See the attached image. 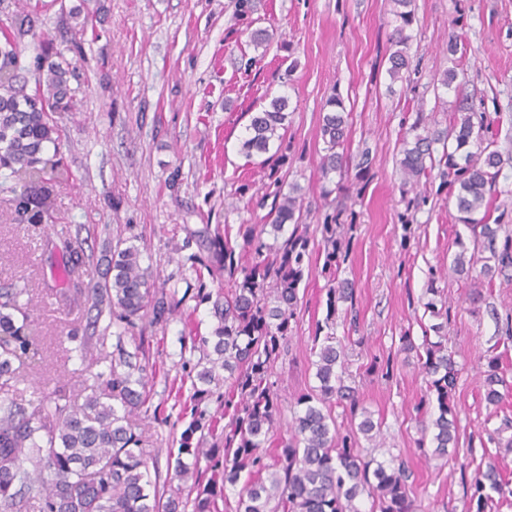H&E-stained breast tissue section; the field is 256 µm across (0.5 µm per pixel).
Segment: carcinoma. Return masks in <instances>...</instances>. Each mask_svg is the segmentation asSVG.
Here are the masks:
<instances>
[{
  "instance_id": "1",
  "label": "carcinoma",
  "mask_w": 512,
  "mask_h": 512,
  "mask_svg": "<svg viewBox=\"0 0 512 512\" xmlns=\"http://www.w3.org/2000/svg\"><path fill=\"white\" fill-rule=\"evenodd\" d=\"M396 2L403 10L396 12L397 49L389 56L388 73L394 81L409 64L411 35L406 29L414 19L413 0ZM36 23L37 17L22 11L9 17L0 32V172L6 179L18 175L25 180L26 190L13 202L16 214L24 210L30 221L42 218L43 199L52 183L67 178L60 162L46 151L51 146L58 153L52 114L71 111L75 97L70 86L74 71L49 38L31 77L19 75L22 43ZM327 106L331 111L323 115L321 128L325 178L342 171L346 125L341 99L333 97ZM288 107V99L279 96L253 116L242 142L246 157L267 155L261 166L272 160L268 153L281 140ZM473 118L474 112L463 103L452 126L443 130L417 120L403 139L399 169L403 186L413 190L434 171L447 182L448 203L470 232L466 239L457 238L452 271L464 276L479 262L491 285L512 269V235L498 241L502 225L490 223L503 160L495 140L488 137L485 117L476 122ZM436 144L442 145L438 157ZM473 145L483 156L480 163L472 159ZM275 174L273 166L269 177L281 202L274 206L271 224H241V244L224 241V288L218 289L224 301L214 302L217 323L211 335L191 342L190 352L199 353L197 384L191 396L192 419L180 433L177 453L167 459L168 482H178L174 489L160 488L158 460L142 448V433L133 422L144 405L142 389L152 378L144 324L167 322L177 305L174 296L154 288L153 273L142 267L139 249L117 240L103 280L87 290L93 306L108 303L112 326L119 332L108 371L94 374L101 387L91 389L80 405L58 393L28 412L9 397L19 367L31 359L32 342L24 335L31 301L22 300L24 288L0 291V512H219L220 500L224 512H362L357 500L364 494L372 500L370 512H414L404 463L367 460L359 451V436H379L380 425L342 378L347 354L336 336V303L352 299V289L334 282L328 286L326 317L316 322L311 336L309 364L317 384L293 398L291 419L286 429L280 427L276 364L288 353L297 328L299 285L309 268L312 240L298 232L302 203L297 188L283 192ZM288 223L294 225L289 235L284 233ZM320 233L324 266L331 269L339 265L343 231L339 224H322ZM238 247L252 255L249 264H239ZM424 296L425 310L448 319L440 289L432 285ZM443 328L441 322L432 325L435 341L423 337L420 367L437 415L420 421L417 447L446 462L448 449L459 444L453 400L458 369L454 352L441 336ZM126 337L134 344L132 352L124 346ZM504 373L496 354L486 356L479 366L484 399L490 405L503 401L499 387L505 386ZM221 387L229 420L223 439L207 448L214 422L202 402ZM337 407L350 418L345 430L336 423ZM274 436L281 444L280 468L265 477L262 448ZM202 458L211 471L206 480L199 474ZM240 482L237 498L229 500L227 489ZM473 488L475 512H484L493 493L512 497V483L490 461L475 469Z\"/></svg>"
}]
</instances>
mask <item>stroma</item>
I'll return each mask as SVG.
<instances>
[{
	"mask_svg": "<svg viewBox=\"0 0 512 512\" xmlns=\"http://www.w3.org/2000/svg\"><path fill=\"white\" fill-rule=\"evenodd\" d=\"M11 12L38 16V30L75 71V111L57 114L60 154L68 181L48 201L49 218L19 222L0 196V288H23L34 304L29 329L40 356L22 368L13 397L25 408L63 393L82 403L95 381L68 333L89 339L90 357L105 369L115 336L110 314L94 316L88 288L102 279L116 239L138 247L156 287L178 305L166 325L146 327L155 379L138 418L143 446L166 464L172 442L190 420L192 379L182 370L181 346L209 335L213 304L198 288L216 291L222 264L213 240L237 236L243 224L269 223L272 180L240 151L246 128L272 97L287 96L295 111L283 134L278 174L303 199V223L352 225L347 256L336 278L354 290L338 303L336 332L345 335L346 385L356 388L374 421L376 441L360 452L380 461L401 457L412 476L416 512H469L476 463L495 458L512 477V450L487 440L512 419V396L483 399L478 365L512 318V276L497 277L480 306V274L450 269L457 235L466 234L448 204V189L429 180L403 193L398 161L416 119L449 124L459 95L493 119L504 159L495 218L512 227V0H415L407 49L409 66L390 80L388 57L396 26L393 0H5ZM93 18L86 30L70 17ZM270 40L255 47L251 34ZM458 51L448 54L449 39ZM457 77L451 87L441 79ZM347 115L344 175L323 179L322 117L331 97ZM330 188L321 196V188ZM81 254L66 284L58 262ZM323 256H312L299 289L301 312L277 374L283 402L315 384L307 362L309 336L326 314ZM443 288L450 307L448 348L459 369L455 400L459 446L448 465L424 456L414 406L426 390L415 352L400 349L410 335L421 344L434 319L421 298L428 282ZM391 362L390 375L374 362Z\"/></svg>",
	"mask_w": 512,
	"mask_h": 512,
	"instance_id": "obj_1",
	"label": "stroma"
}]
</instances>
